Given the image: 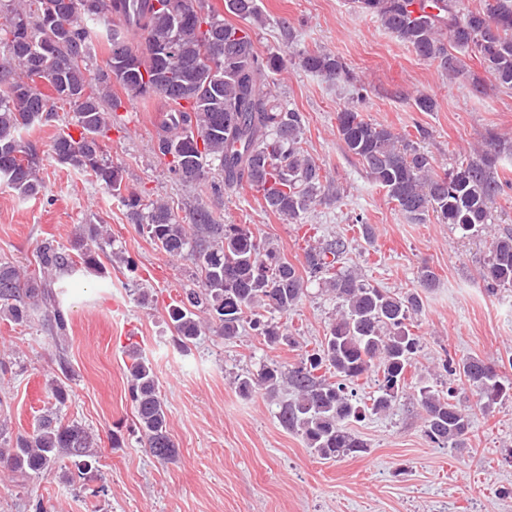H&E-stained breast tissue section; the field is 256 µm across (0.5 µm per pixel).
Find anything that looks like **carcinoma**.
<instances>
[{
	"label": "carcinoma",
	"mask_w": 512,
	"mask_h": 512,
	"mask_svg": "<svg viewBox=\"0 0 512 512\" xmlns=\"http://www.w3.org/2000/svg\"><path fill=\"white\" fill-rule=\"evenodd\" d=\"M57 0H0V48L8 65L0 68V184L25 198L45 191L41 158L23 134L58 124L50 156L60 165L84 172L119 195L123 169L107 155L109 133L122 127L112 115L124 99L159 97L167 109L155 154L176 180L197 187L216 171L219 194L243 182L258 193L273 214L296 221L322 192L321 167L303 146V115L275 90L272 76L284 66L280 55L255 48L251 24L262 22L257 0H178L177 20L157 0H68V25L50 21ZM361 16L375 18L421 59L454 79L469 73L462 56L473 54L497 84L512 90V0H484L482 7L460 11L457 0H351ZM231 14L240 20L224 19ZM485 32L477 41L474 35ZM119 47L130 58L128 73L112 76V56L92 64L96 46ZM173 46L168 56L164 49ZM301 67L329 80L350 73L340 57L318 51L299 55ZM73 108L60 123L58 109ZM336 131L346 152L363 166L399 209L418 224L435 214L463 234L492 224L491 204L502 195L498 173L501 144L489 140L476 157L440 174L432 158L407 135L365 118L356 107L336 113ZM131 221L158 249L172 257L189 255L200 271L198 287L184 288L167 315L183 343L197 338L204 322L216 325L226 340L248 328L271 350L295 347L288 329L271 314L286 315L308 295L305 275H319L324 291L336 300L337 314L318 346L288 366L271 359L255 372L233 379L242 396L263 391L269 398L291 390L279 403L282 426L302 435L321 460L339 461L367 452L349 428L367 415L388 412L404 393L415 367L420 337L414 319L422 312L419 292L393 293L368 283L356 269L339 266L342 237L319 242L304 255V270L281 256L269 241L244 224H221L201 208L193 223L181 224L170 203L147 202L136 194L123 198ZM92 247L73 258L54 240L42 243L38 268L22 272L0 263V315L28 321L41 308L51 313L54 340L65 341L67 319L55 289V273L78 264L99 265L96 248L103 229L89 225ZM490 292L512 288V233L492 239L482 265ZM127 367L133 407L132 433L159 460L176 448L154 371L134 353ZM445 390L420 376L414 396L423 412V434L439 448H462L472 433V413L463 402L477 396L485 413L512 398V380L478 356L446 358ZM377 376V390L358 394V381ZM77 475L92 467V436L78 423H63L55 408L41 416L30 433L12 435L0 423V468L22 478L51 472L64 460Z\"/></svg>",
	"instance_id": "obj_1"
}]
</instances>
